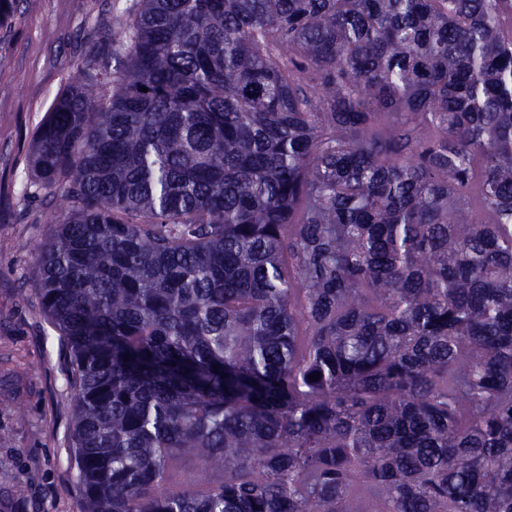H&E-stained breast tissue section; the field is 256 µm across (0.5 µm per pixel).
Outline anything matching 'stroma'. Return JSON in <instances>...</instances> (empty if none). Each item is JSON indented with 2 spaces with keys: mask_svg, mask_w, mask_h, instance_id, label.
Masks as SVG:
<instances>
[{
  "mask_svg": "<svg viewBox=\"0 0 512 512\" xmlns=\"http://www.w3.org/2000/svg\"><path fill=\"white\" fill-rule=\"evenodd\" d=\"M132 0H19L0 32V512H80L67 382L72 354L38 297V252L60 214L24 195L33 135L78 60Z\"/></svg>",
  "mask_w": 512,
  "mask_h": 512,
  "instance_id": "obj_1",
  "label": "stroma"
}]
</instances>
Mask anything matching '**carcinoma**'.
<instances>
[{"instance_id":"1","label":"carcinoma","mask_w":512,"mask_h":512,"mask_svg":"<svg viewBox=\"0 0 512 512\" xmlns=\"http://www.w3.org/2000/svg\"><path fill=\"white\" fill-rule=\"evenodd\" d=\"M507 17L135 0L83 55L31 183L81 512H512Z\"/></svg>"}]
</instances>
